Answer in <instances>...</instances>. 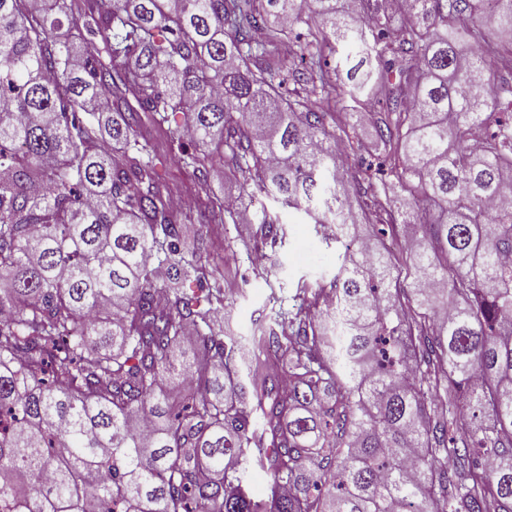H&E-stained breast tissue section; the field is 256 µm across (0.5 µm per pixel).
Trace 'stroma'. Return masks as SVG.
<instances>
[{"instance_id": "1", "label": "stroma", "mask_w": 512, "mask_h": 512, "mask_svg": "<svg viewBox=\"0 0 512 512\" xmlns=\"http://www.w3.org/2000/svg\"><path fill=\"white\" fill-rule=\"evenodd\" d=\"M158 155L164 160V194L196 197L198 180L191 169L177 162L170 152L168 133L145 126ZM277 215L288 226L285 243L263 240L252 224H207L200 207L187 210L190 235H203L207 260L224 287L228 317L217 320L216 328L231 327L242 338H250L252 326L264 310L270 286H282L292 293L300 281L329 283L336 272L338 251L326 244L314 225L305 223L294 211L277 208Z\"/></svg>"}]
</instances>
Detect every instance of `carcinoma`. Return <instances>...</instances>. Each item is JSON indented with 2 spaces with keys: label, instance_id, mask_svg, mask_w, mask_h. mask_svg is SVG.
Instances as JSON below:
<instances>
[{
  "label": "carcinoma",
  "instance_id": "carcinoma-1",
  "mask_svg": "<svg viewBox=\"0 0 512 512\" xmlns=\"http://www.w3.org/2000/svg\"><path fill=\"white\" fill-rule=\"evenodd\" d=\"M350 2L0 0V512H512V0ZM348 101L381 108L345 177ZM143 114L197 143L209 223L277 242L261 195L341 249L296 311L271 289L259 389ZM355 134L357 137L363 142L365 149L360 153H352L350 151H346L344 145L340 146L339 154L346 159L345 168L350 173L357 168L361 164L368 163L373 158L374 149L372 148L373 142V127L372 125H357L355 126Z\"/></svg>",
  "mask_w": 512,
  "mask_h": 512
}]
</instances>
